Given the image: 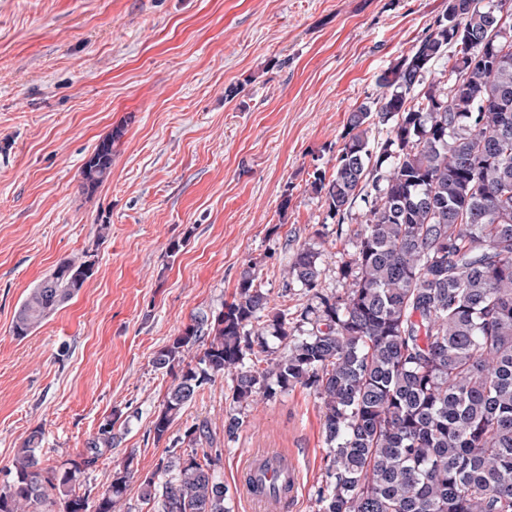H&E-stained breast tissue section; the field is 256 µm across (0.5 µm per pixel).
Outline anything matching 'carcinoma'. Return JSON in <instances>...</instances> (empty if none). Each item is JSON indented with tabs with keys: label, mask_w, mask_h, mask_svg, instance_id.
Masks as SVG:
<instances>
[{
	"label": "carcinoma",
	"mask_w": 512,
	"mask_h": 512,
	"mask_svg": "<svg viewBox=\"0 0 512 512\" xmlns=\"http://www.w3.org/2000/svg\"><path fill=\"white\" fill-rule=\"evenodd\" d=\"M489 42L494 60L478 56ZM438 65L450 79L426 80ZM380 86L375 107L350 112L332 172L317 166L310 183L338 225L356 201L365 205L354 250L338 264L347 288L323 293L322 253L303 245L286 278L307 303L290 318L247 264L233 301L154 358L157 369L181 371L154 438L218 376H232L240 406L299 385L323 414L318 512H512V0H448ZM373 125L386 137H370ZM121 136L112 129L85 160L84 190L109 178ZM93 274L88 260L58 264L28 290L14 336H29ZM201 340L197 363H184ZM117 422L107 418L79 459L46 472L36 455L42 428L33 429L0 485V512H122L130 459L97 500L76 491L116 445ZM210 439L206 422L193 423L181 438L187 450L144 477L154 512H229L212 473L220 455L198 457Z\"/></svg>",
	"instance_id": "1"
}]
</instances>
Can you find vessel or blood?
<instances>
[{"label": "vessel or blood", "mask_w": 512, "mask_h": 512, "mask_svg": "<svg viewBox=\"0 0 512 512\" xmlns=\"http://www.w3.org/2000/svg\"><path fill=\"white\" fill-rule=\"evenodd\" d=\"M243 475L253 476L257 483L269 487H285L277 497H254L261 512H287L297 501L301 485V467L297 457L280 448H256L246 459Z\"/></svg>", "instance_id": "obj_1"}]
</instances>
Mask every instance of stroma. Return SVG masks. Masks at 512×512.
Listing matches in <instances>:
<instances>
[{
    "instance_id": "stroma-1",
    "label": "stroma",
    "mask_w": 512,
    "mask_h": 512,
    "mask_svg": "<svg viewBox=\"0 0 512 512\" xmlns=\"http://www.w3.org/2000/svg\"><path fill=\"white\" fill-rule=\"evenodd\" d=\"M447 3L0 0V483L35 427L47 470L83 453L116 413L119 445L81 482L101 494L130 462L125 508L153 512L141 477L204 420L229 512H252L239 484L250 448L296 454L303 479L292 512H317L326 445L312 390L241 410L220 377L158 441L152 422L175 375L152 360L192 319L232 302L246 263L272 304L294 311L307 299L286 289L283 270L311 243L324 254V292L341 293L336 265L364 208L355 203L334 224L311 174ZM119 125L110 177L84 192L83 163ZM81 258L94 264L89 281L16 338L28 289ZM234 413L242 425L230 437Z\"/></svg>"
}]
</instances>
